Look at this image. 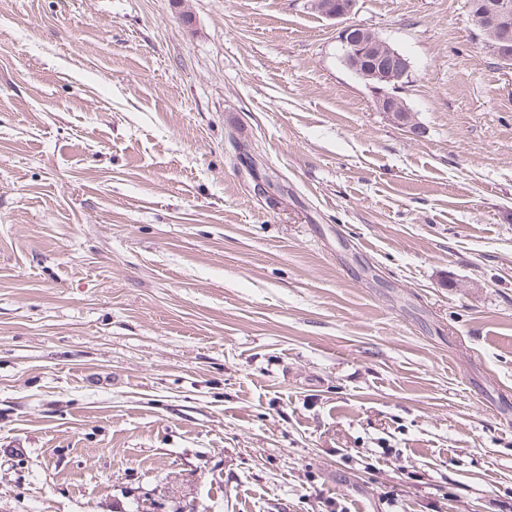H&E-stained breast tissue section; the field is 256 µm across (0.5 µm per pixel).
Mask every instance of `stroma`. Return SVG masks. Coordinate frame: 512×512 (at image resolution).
I'll list each match as a JSON object with an SVG mask.
<instances>
[{
    "label": "stroma",
    "mask_w": 512,
    "mask_h": 512,
    "mask_svg": "<svg viewBox=\"0 0 512 512\" xmlns=\"http://www.w3.org/2000/svg\"><path fill=\"white\" fill-rule=\"evenodd\" d=\"M0 0V512H512V68L469 0ZM306 3L327 19L343 21L353 12L356 0H307ZM340 37L345 50L343 62L372 89L379 112H385L395 125L418 135L420 128L405 101L398 95L387 94L384 89L388 87L396 93V90L407 82L410 76L408 59L370 28L345 25ZM365 55L381 60L390 59L391 65L363 67L362 60Z\"/></svg>",
    "instance_id": "stroma-1"
}]
</instances>
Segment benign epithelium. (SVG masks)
<instances>
[{
    "mask_svg": "<svg viewBox=\"0 0 512 512\" xmlns=\"http://www.w3.org/2000/svg\"><path fill=\"white\" fill-rule=\"evenodd\" d=\"M356 0H307V7L330 20L346 19ZM471 22L481 31L487 51L500 62H512V0H474ZM343 62L372 89L377 109L392 123L419 134V126L405 101L395 91L410 76L408 59L370 28L346 25L341 30Z\"/></svg>",
    "mask_w": 512,
    "mask_h": 512,
    "instance_id": "obj_1",
    "label": "benign epithelium"
}]
</instances>
